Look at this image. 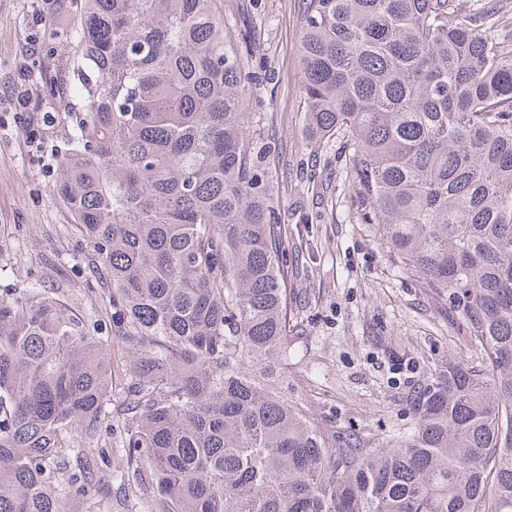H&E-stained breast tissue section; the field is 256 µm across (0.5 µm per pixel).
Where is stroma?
<instances>
[{
	"instance_id": "35a3bbf8",
	"label": "stroma",
	"mask_w": 512,
	"mask_h": 512,
	"mask_svg": "<svg viewBox=\"0 0 512 512\" xmlns=\"http://www.w3.org/2000/svg\"><path fill=\"white\" fill-rule=\"evenodd\" d=\"M58 12L75 25L69 0H0V297L35 284L59 289L87 325L108 336L112 322L86 282L87 255L51 190L73 129L74 100L55 91L74 56L52 22ZM258 13L255 52L274 75L260 110L280 146L281 222L299 255L288 273L296 347L277 384L326 430L392 444L415 420L407 394L427 384L438 362L450 354L468 364L481 357L456 314L396 262L377 225L359 222L342 144L306 146L302 0H258ZM18 94L27 97L26 109ZM21 110L38 127L40 145L22 130ZM121 465L118 449H107L99 475L110 492L93 512H151L149 493L114 478Z\"/></svg>"
}]
</instances>
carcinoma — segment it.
<instances>
[{"label":"carcinoma","mask_w":512,"mask_h":512,"mask_svg":"<svg viewBox=\"0 0 512 512\" xmlns=\"http://www.w3.org/2000/svg\"><path fill=\"white\" fill-rule=\"evenodd\" d=\"M73 8L81 108L52 192L112 335H90L53 288L0 298V512L97 503L104 448L88 444L104 430L152 512H512V8L303 4L305 138L346 144L362 223L482 360L438 363L406 399L413 427L376 448L271 382L293 339L280 157L250 108L256 30L224 0Z\"/></svg>","instance_id":"obj_1"}]
</instances>
